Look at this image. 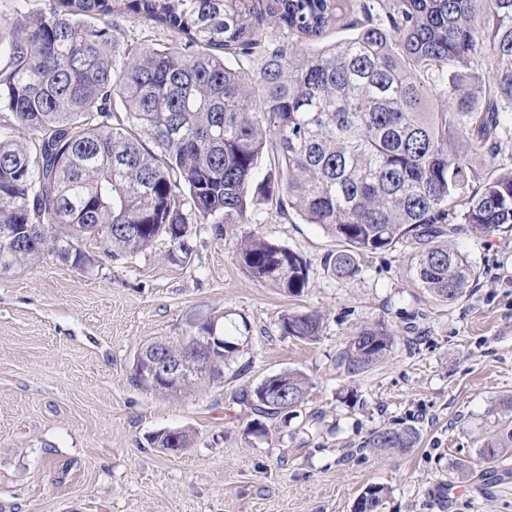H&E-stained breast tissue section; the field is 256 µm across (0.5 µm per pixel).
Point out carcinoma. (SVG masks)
I'll list each match as a JSON object with an SVG mask.
<instances>
[{"label": "carcinoma", "instance_id": "obj_1", "mask_svg": "<svg viewBox=\"0 0 512 512\" xmlns=\"http://www.w3.org/2000/svg\"><path fill=\"white\" fill-rule=\"evenodd\" d=\"M357 36L298 57L277 44L251 65L266 25L314 41L344 0H14L0 21V271L49 254L73 266L91 259L80 239L99 236L113 258L165 236L168 257H191L190 221L250 224L270 205L318 224L345 243L324 266L354 280L368 253L414 248L421 287L444 302L475 278L450 245L452 220L484 234L512 226V165L497 160L496 134L512 113V0H377ZM178 36L176 44L124 39L118 17ZM495 70L474 92V66ZM448 104L428 109L437 84ZM274 171L257 181L264 154ZM251 278L299 296L311 286L302 255L249 233L236 242ZM322 318L286 312L283 336L315 341ZM219 369L238 351L209 340ZM394 344L385 322L361 326L339 356L350 377ZM311 388L283 371L238 394L267 419L288 417ZM285 390L287 395L277 392ZM412 427L370 432L365 448L407 452ZM183 430L156 436L187 448ZM512 449V419L481 444L488 462Z\"/></svg>", "mask_w": 512, "mask_h": 512}]
</instances>
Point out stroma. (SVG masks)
Instances as JSON below:
<instances>
[{
    "instance_id": "obj_1",
    "label": "stroma",
    "mask_w": 512,
    "mask_h": 512,
    "mask_svg": "<svg viewBox=\"0 0 512 512\" xmlns=\"http://www.w3.org/2000/svg\"><path fill=\"white\" fill-rule=\"evenodd\" d=\"M190 230L184 263L163 237L119 260L86 238L91 265L47 255L0 273V512H354L372 485L386 489L382 512H512V453L480 457L512 394V230L462 227L453 244L476 278L453 303L419 285L405 243L346 281L324 268L336 237L293 213ZM251 231L310 260L304 294L242 271L235 242ZM287 310L320 314V338L281 335ZM213 316L239 344L223 383L175 398L131 383L143 344ZM379 321L397 332L391 352L348 377L337 359L352 331ZM283 370L310 377L305 402L246 435L254 415L236 393ZM402 426L419 435L410 452L363 449L371 430ZM179 429L189 448L153 444Z\"/></svg>"
}]
</instances>
